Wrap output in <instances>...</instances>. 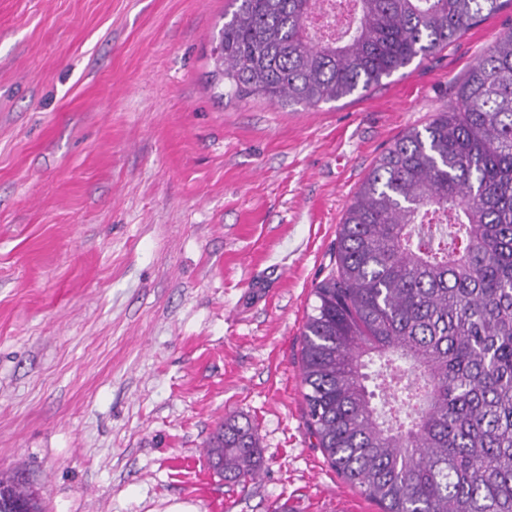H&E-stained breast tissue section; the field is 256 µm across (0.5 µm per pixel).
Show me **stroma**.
Here are the masks:
<instances>
[{"label": "stroma", "instance_id": "obj_1", "mask_svg": "<svg viewBox=\"0 0 512 512\" xmlns=\"http://www.w3.org/2000/svg\"><path fill=\"white\" fill-rule=\"evenodd\" d=\"M229 0H0V472L46 512H380L315 448L301 332L379 156L504 8L364 95L221 94ZM262 451L241 487L205 442ZM205 447L211 468L216 469L224 481L246 484L259 473L261 449L249 423L224 421Z\"/></svg>", "mask_w": 512, "mask_h": 512}]
</instances>
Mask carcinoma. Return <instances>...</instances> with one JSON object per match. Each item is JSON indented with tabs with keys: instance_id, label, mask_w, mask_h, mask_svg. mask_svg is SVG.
<instances>
[{
	"instance_id": "1",
	"label": "carcinoma",
	"mask_w": 512,
	"mask_h": 512,
	"mask_svg": "<svg viewBox=\"0 0 512 512\" xmlns=\"http://www.w3.org/2000/svg\"><path fill=\"white\" fill-rule=\"evenodd\" d=\"M213 77L238 97L317 106L425 60L512 0H230ZM302 331L306 423L382 512H512V33L453 105L377 159L337 227L336 262ZM224 480H254L250 426L206 444ZM42 512L17 476L0 512Z\"/></svg>"
}]
</instances>
